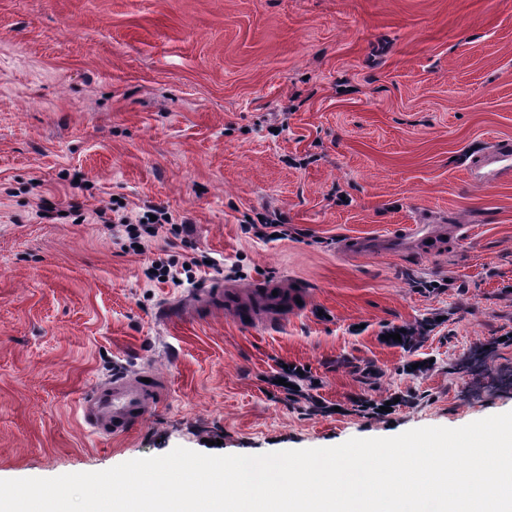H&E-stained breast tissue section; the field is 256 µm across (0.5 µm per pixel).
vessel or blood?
<instances>
[{
    "mask_svg": "<svg viewBox=\"0 0 512 512\" xmlns=\"http://www.w3.org/2000/svg\"><path fill=\"white\" fill-rule=\"evenodd\" d=\"M471 173L482 186L497 183L512 174V141H500L489 154L474 162ZM445 233V227L438 224H409L377 239H349L345 248L362 256L387 251L409 254L421 239L439 240ZM201 295L207 300L223 303L238 321L268 327L283 323L291 306L286 292L275 291L273 285L263 281L255 283L245 296L234 288L223 290L210 285L202 288ZM154 404V390L135 377L119 373L83 400L82 412L92 431L117 436L139 423Z\"/></svg>",
    "mask_w": 512,
    "mask_h": 512,
    "instance_id": "b4317fda",
    "label": "vessel or blood"
}]
</instances>
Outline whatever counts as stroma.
<instances>
[{"label":"stroma","mask_w":512,"mask_h":512,"mask_svg":"<svg viewBox=\"0 0 512 512\" xmlns=\"http://www.w3.org/2000/svg\"><path fill=\"white\" fill-rule=\"evenodd\" d=\"M500 139L512 0H0V479L511 412L512 177L470 175ZM116 204L168 209L185 230L156 247L208 264L148 281L96 216ZM272 212L288 239L245 232ZM419 223L465 230L411 254L343 248ZM211 280L285 282L301 303L277 331L242 326L197 307ZM423 319L417 348L385 340ZM285 364L323 410L274 386ZM118 371L158 403L100 435L80 404Z\"/></svg>","instance_id":"35a3bbf8"}]
</instances>
